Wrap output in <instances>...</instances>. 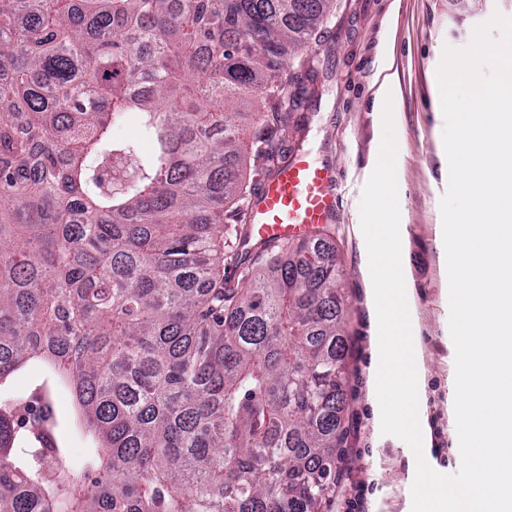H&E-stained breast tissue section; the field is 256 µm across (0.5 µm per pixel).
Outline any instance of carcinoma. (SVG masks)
Returning <instances> with one entry per match:
<instances>
[{
	"instance_id": "obj_1",
	"label": "carcinoma",
	"mask_w": 512,
	"mask_h": 512,
	"mask_svg": "<svg viewBox=\"0 0 512 512\" xmlns=\"http://www.w3.org/2000/svg\"><path fill=\"white\" fill-rule=\"evenodd\" d=\"M332 3L0 0V392L43 371L29 418L0 399V512H319L335 490L348 300L328 231L236 249L243 165L284 163L287 61ZM62 383L95 443L78 473ZM54 406L61 422V434L65 441L67 448H69L70 463L73 466H78L82 457L85 454L86 448L89 444L82 432L73 428L69 420L71 412V401L69 393L62 389L54 397Z\"/></svg>"
}]
</instances>
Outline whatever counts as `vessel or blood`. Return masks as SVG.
<instances>
[{"instance_id":"b4317fda","label":"vessel or blood","mask_w":512,"mask_h":512,"mask_svg":"<svg viewBox=\"0 0 512 512\" xmlns=\"http://www.w3.org/2000/svg\"><path fill=\"white\" fill-rule=\"evenodd\" d=\"M336 185L330 167L299 153L259 187L251 222L258 239L284 241L312 234L329 223L336 206Z\"/></svg>"}]
</instances>
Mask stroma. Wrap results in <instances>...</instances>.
<instances>
[{
    "mask_svg": "<svg viewBox=\"0 0 512 512\" xmlns=\"http://www.w3.org/2000/svg\"><path fill=\"white\" fill-rule=\"evenodd\" d=\"M497 12L512 17L504 0H470L464 10L456 0H335L315 43L290 62L283 96L302 86L307 94L293 114L299 127L289 134L288 149L310 153L339 174L329 231L344 272L351 358L336 491L324 512H347L357 484L364 489L360 512H411L412 506L415 455L405 442L381 432L377 315L360 225L362 191L382 136L379 104L387 98L393 103L398 149L403 276L427 439L424 458L443 474L460 468L440 212L449 169L433 76L444 48L467 46L474 27Z\"/></svg>",
    "mask_w": 512,
    "mask_h": 512,
    "instance_id": "stroma-1",
    "label": "stroma"
}]
</instances>
